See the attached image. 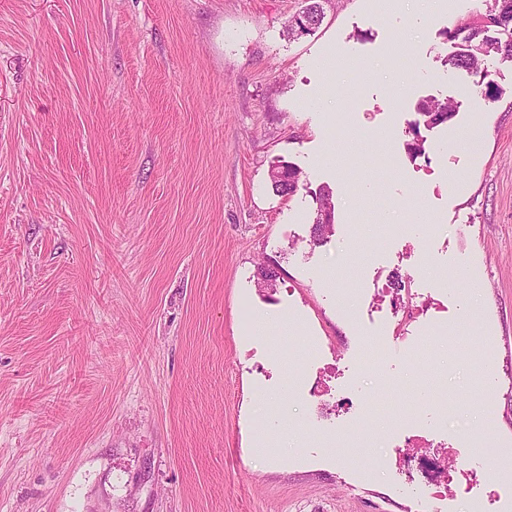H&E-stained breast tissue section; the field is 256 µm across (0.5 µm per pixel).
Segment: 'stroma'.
Instances as JSON below:
<instances>
[{
	"mask_svg": "<svg viewBox=\"0 0 512 512\" xmlns=\"http://www.w3.org/2000/svg\"><path fill=\"white\" fill-rule=\"evenodd\" d=\"M303 5L0 0V512H410L412 428L512 441V65L493 100L445 64L482 0L288 38ZM397 273L445 336L393 320ZM336 355L372 410L323 441L305 361ZM460 458L457 512H512L502 459ZM456 107L452 100H428L421 104L418 114L425 125L433 128L450 122L455 117ZM280 172L282 175H279ZM271 185L273 190L280 195H293L300 187V171L289 165L273 171ZM331 192L322 189L319 194V206L313 221V234L317 241L324 239V233L329 231L334 224V207L331 202ZM325 223V224H322Z\"/></svg>",
	"mask_w": 512,
	"mask_h": 512,
	"instance_id": "obj_1",
	"label": "stroma"
}]
</instances>
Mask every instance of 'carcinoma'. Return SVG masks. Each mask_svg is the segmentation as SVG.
I'll return each mask as SVG.
<instances>
[{
    "instance_id": "1",
    "label": "carcinoma",
    "mask_w": 512,
    "mask_h": 512,
    "mask_svg": "<svg viewBox=\"0 0 512 512\" xmlns=\"http://www.w3.org/2000/svg\"><path fill=\"white\" fill-rule=\"evenodd\" d=\"M327 2L329 0H306L299 20L288 25V38L299 37L315 29L324 14L323 4ZM483 2V12L445 32L447 41L458 47L457 52L448 56V66L466 71L476 86L482 85L488 77L484 68L485 58L495 55L501 61L512 63V0ZM455 113L456 105L451 100H428L419 108L423 123L431 128L450 122ZM271 185L280 195H292L300 187V171L289 165L276 170L271 173ZM318 201L313 234L322 240L324 233L334 224L331 192L327 189L320 191Z\"/></svg>"
}]
</instances>
